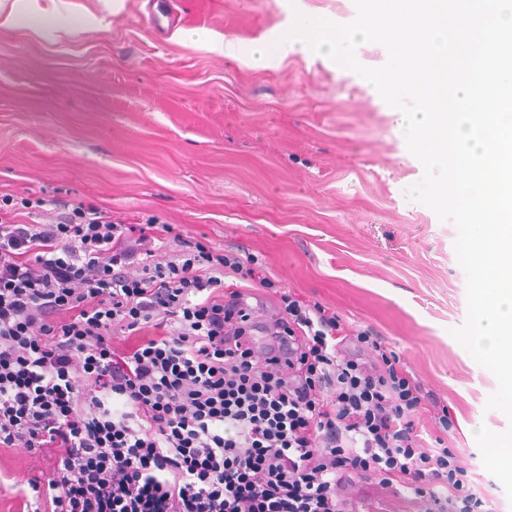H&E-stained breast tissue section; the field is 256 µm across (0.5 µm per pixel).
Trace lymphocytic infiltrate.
Here are the masks:
<instances>
[{
  "instance_id": "1",
  "label": "lymphocytic infiltrate",
  "mask_w": 512,
  "mask_h": 512,
  "mask_svg": "<svg viewBox=\"0 0 512 512\" xmlns=\"http://www.w3.org/2000/svg\"><path fill=\"white\" fill-rule=\"evenodd\" d=\"M49 204L0 194V449L49 460L26 512H349L363 479L484 512L369 331L280 291L294 358L271 370L224 282L275 288L258 256L81 201L40 223Z\"/></svg>"
}]
</instances>
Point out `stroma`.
Masks as SVG:
<instances>
[{"label": "stroma", "mask_w": 512, "mask_h": 512, "mask_svg": "<svg viewBox=\"0 0 512 512\" xmlns=\"http://www.w3.org/2000/svg\"><path fill=\"white\" fill-rule=\"evenodd\" d=\"M62 10V39L0 28V193L81 200L127 224L155 215L258 255L273 281L400 355L427 396L423 444L443 436L490 512H512L473 427L512 422L487 409L497 381L451 334L467 316L457 231L413 198L424 169L390 106L331 59L283 51L256 67L219 49L280 37L300 13L350 22L353 0H63ZM158 12L173 25L156 30ZM91 16L103 26L84 28ZM41 467L25 449L0 451V512H22L18 492Z\"/></svg>", "instance_id": "1"}]
</instances>
